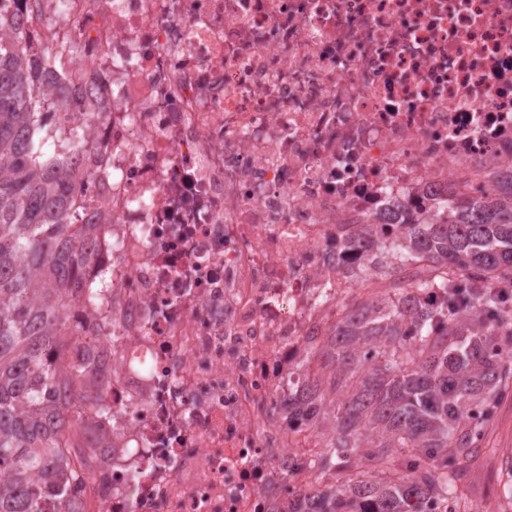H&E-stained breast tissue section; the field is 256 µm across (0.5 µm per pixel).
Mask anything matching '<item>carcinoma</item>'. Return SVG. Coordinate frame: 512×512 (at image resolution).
I'll list each match as a JSON object with an SVG mask.
<instances>
[{"mask_svg": "<svg viewBox=\"0 0 512 512\" xmlns=\"http://www.w3.org/2000/svg\"><path fill=\"white\" fill-rule=\"evenodd\" d=\"M57 61L51 48H28L20 20L0 19V512H55L82 481L72 459L110 444L93 420L69 416L100 380L52 360L78 341L74 290L103 292L81 276L97 234L77 199L88 172L61 165L89 151L95 117L72 118L49 96L40 72ZM494 184L391 234L374 224L355 233L370 293L344 299L311 334L292 397L326 425L317 471L350 479L292 494L286 512H457L466 498L463 463L512 388V294L499 292L512 285V165ZM364 460L398 476H352Z\"/></svg>", "mask_w": 512, "mask_h": 512, "instance_id": "1", "label": "carcinoma"}]
</instances>
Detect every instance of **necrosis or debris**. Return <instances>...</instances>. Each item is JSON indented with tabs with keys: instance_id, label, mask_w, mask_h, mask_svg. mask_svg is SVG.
I'll use <instances>...</instances> for the list:
<instances>
[{
	"instance_id": "1",
	"label": "necrosis or debris",
	"mask_w": 512,
	"mask_h": 512,
	"mask_svg": "<svg viewBox=\"0 0 512 512\" xmlns=\"http://www.w3.org/2000/svg\"><path fill=\"white\" fill-rule=\"evenodd\" d=\"M32 44L94 80L99 230L68 359L101 370L76 512H283L321 439L302 344L357 286L345 243L512 166V0H43ZM80 45V56L69 53Z\"/></svg>"
}]
</instances>
